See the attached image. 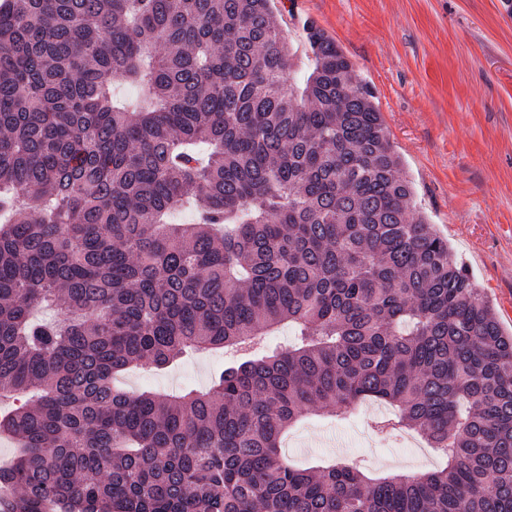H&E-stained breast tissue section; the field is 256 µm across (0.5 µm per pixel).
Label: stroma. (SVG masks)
Masks as SVG:
<instances>
[{
    "mask_svg": "<svg viewBox=\"0 0 512 512\" xmlns=\"http://www.w3.org/2000/svg\"><path fill=\"white\" fill-rule=\"evenodd\" d=\"M294 52L311 67L305 30L323 29L374 95L413 203L448 240L481 296L512 334V17L499 0H271ZM202 351L165 371L120 377L130 392L208 390L224 365ZM387 405L366 402L345 420L312 416L288 432L293 464H360L381 477L436 469L425 442L373 432Z\"/></svg>",
    "mask_w": 512,
    "mask_h": 512,
    "instance_id": "1",
    "label": "stroma"
}]
</instances>
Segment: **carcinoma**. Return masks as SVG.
<instances>
[{"label": "carcinoma", "instance_id": "1", "mask_svg": "<svg viewBox=\"0 0 512 512\" xmlns=\"http://www.w3.org/2000/svg\"><path fill=\"white\" fill-rule=\"evenodd\" d=\"M307 42L298 85L270 0L0 5V512H512V336ZM204 349L238 353L206 391L113 383ZM365 401L443 465L289 463V427Z\"/></svg>", "mask_w": 512, "mask_h": 512}]
</instances>
